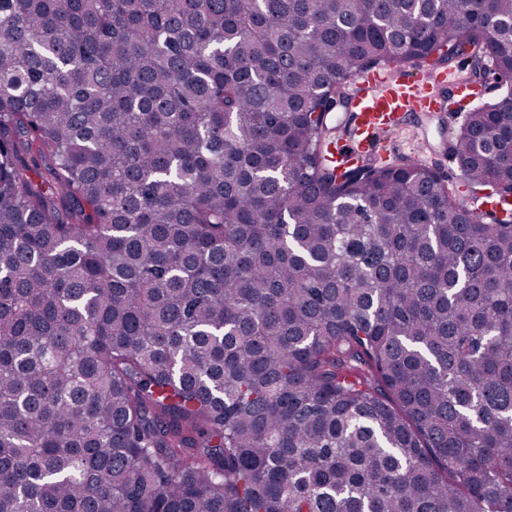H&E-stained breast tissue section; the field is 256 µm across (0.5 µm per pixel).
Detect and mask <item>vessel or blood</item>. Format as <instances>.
<instances>
[{
	"label": "vessel or blood",
	"instance_id": "b4317fda",
	"mask_svg": "<svg viewBox=\"0 0 512 512\" xmlns=\"http://www.w3.org/2000/svg\"><path fill=\"white\" fill-rule=\"evenodd\" d=\"M445 82L454 84V99L447 101L432 93L433 85ZM341 93L354 106L353 136L347 144L332 149L336 161L373 156L379 135L402 127L413 113L437 110L459 116L480 99L479 91L459 83L454 72L434 70L408 82L388 64L350 79Z\"/></svg>",
	"mask_w": 512,
	"mask_h": 512
}]
</instances>
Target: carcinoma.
Here are the masks:
<instances>
[{
    "label": "carcinoma",
    "mask_w": 512,
    "mask_h": 512,
    "mask_svg": "<svg viewBox=\"0 0 512 512\" xmlns=\"http://www.w3.org/2000/svg\"><path fill=\"white\" fill-rule=\"evenodd\" d=\"M449 44L512 0H0V512H512V223L325 158Z\"/></svg>",
    "instance_id": "cac0c4a2"
}]
</instances>
